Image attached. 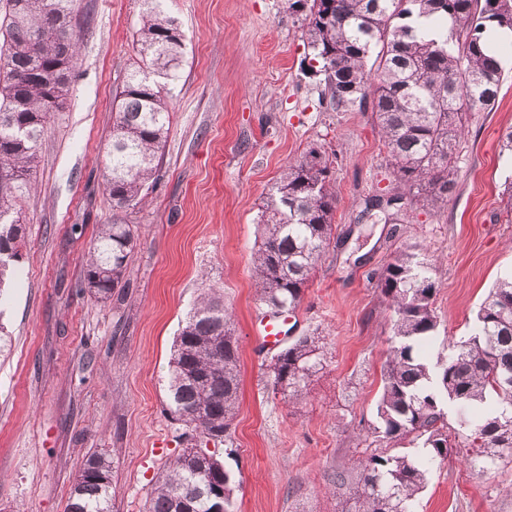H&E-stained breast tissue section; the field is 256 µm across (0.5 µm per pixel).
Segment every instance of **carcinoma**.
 Listing matches in <instances>:
<instances>
[{
	"label": "carcinoma",
	"instance_id": "cac0c4a2",
	"mask_svg": "<svg viewBox=\"0 0 512 512\" xmlns=\"http://www.w3.org/2000/svg\"><path fill=\"white\" fill-rule=\"evenodd\" d=\"M161 0H144L135 47L143 66L116 92L104 185L112 208L140 206L153 188L170 112L166 82L177 78L183 39ZM301 15L311 49L310 73L320 77L332 108L371 111L388 153L395 192L377 195L366 211L401 209L406 192L422 203L448 200L455 189V154L467 114L490 112L503 79L496 56L484 51L493 27L512 30V0H288ZM76 0H7L0 18V293L10 262L24 246L19 210L33 189L39 142L52 112L64 111L77 64ZM426 17L445 27L425 39L415 26ZM25 127L20 135L17 129ZM337 194L328 159L317 149L288 165L262 206L260 243L252 256L260 300L285 313L304 290L331 243ZM139 242L116 215L99 225L83 283L104 301L127 283ZM394 309L392 345L373 433L388 441L423 439L425 455L372 453L356 461L355 512H413L429 469L453 454L443 401L454 402L459 426L480 440L466 462L485 473L512 463V383L494 388L492 375L512 377V280L485 298L470 336L448 340V355L429 367L422 351L437 329L435 282L428 264L406 248L379 275ZM321 365L319 337L301 336L273 358L272 386L295 402ZM240 357L231 313L214 290L187 314L169 360L167 407L186 428L183 449L153 488L147 512H210L207 493L224 492L230 476L217 453L201 461V443H223L235 418ZM496 397L493 414L482 411ZM66 512H112V462L89 452L71 484Z\"/></svg>",
	"mask_w": 512,
	"mask_h": 512
}]
</instances>
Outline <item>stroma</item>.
Segmentation results:
<instances>
[{"label": "stroma", "instance_id": "stroma-1", "mask_svg": "<svg viewBox=\"0 0 512 512\" xmlns=\"http://www.w3.org/2000/svg\"><path fill=\"white\" fill-rule=\"evenodd\" d=\"M184 35L170 84L171 122L158 179L128 211L140 244L128 287L96 301L82 260L112 218L103 172L113 97L138 67L133 33L142 0H80L81 48L73 96L53 113L38 149L36 189L23 209L26 246L0 287V512H65L87 452L113 463L112 512H145L181 453L164 411L172 342L197 296L220 289L234 315L239 407L218 453L234 512H351L357 458L371 435L394 312L378 274L399 249L417 248L438 287L439 325L428 363L471 332L498 281L512 277V214L502 193L512 153V46L493 111L471 113L447 202L407 198L391 217L365 206L395 187L370 113L333 111L287 0H162ZM332 163L336 244L285 326L284 344L322 339V368L304 399L271 385L275 355L257 335L267 308L251 271L261 207L304 151ZM344 483H337V475ZM414 512H512V463L478 473L451 456L427 474Z\"/></svg>", "mask_w": 512, "mask_h": 512}]
</instances>
